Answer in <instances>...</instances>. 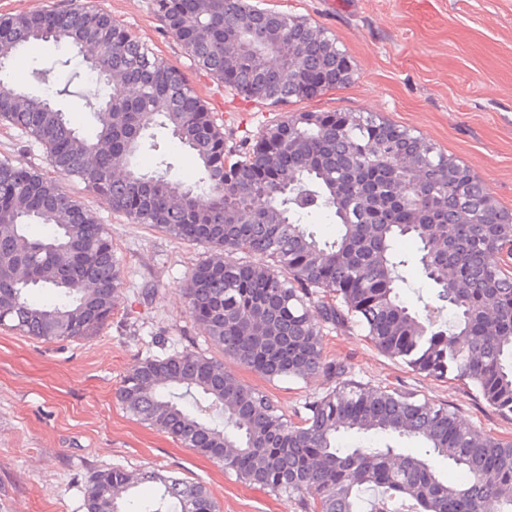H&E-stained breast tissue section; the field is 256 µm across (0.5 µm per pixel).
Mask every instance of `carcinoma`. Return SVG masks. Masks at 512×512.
<instances>
[{
  "mask_svg": "<svg viewBox=\"0 0 512 512\" xmlns=\"http://www.w3.org/2000/svg\"><path fill=\"white\" fill-rule=\"evenodd\" d=\"M163 27L195 67L246 100L283 106L351 83L354 65L326 28L248 0H154ZM76 48L98 97L95 130L79 133L48 96L7 76L33 42ZM0 124L38 143L48 168L0 159V327L45 342L97 335L125 279L112 239L62 181L76 178L134 224H149L209 256L183 285L202 334L269 380L336 381L287 419L224 360L191 351L149 356L118 398L138 420L273 495L307 494L304 512H512V440L490 436L444 407L396 389L343 379L323 327L356 326L387 356L436 380L463 383L512 415V210L451 154L409 128L349 110L291 112L242 153L184 74L91 6L0 17ZM167 129L199 162L187 184L172 165L142 173L131 158ZM330 213L336 237L304 219ZM41 225L42 236L30 234ZM417 244L437 306L400 295ZM257 256L262 263L234 255ZM34 289L52 300L30 298ZM407 437L422 453L342 445ZM446 461L464 474L450 482ZM153 483L140 501L134 489ZM86 512H217L206 486L156 471L94 472Z\"/></svg>",
  "mask_w": 512,
  "mask_h": 512,
  "instance_id": "cac0c4a2",
  "label": "carcinoma"
}]
</instances>
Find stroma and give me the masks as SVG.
Listing matches in <instances>:
<instances>
[{
    "instance_id": "1",
    "label": "stroma",
    "mask_w": 512,
    "mask_h": 512,
    "mask_svg": "<svg viewBox=\"0 0 512 512\" xmlns=\"http://www.w3.org/2000/svg\"><path fill=\"white\" fill-rule=\"evenodd\" d=\"M262 8L305 17L327 28L352 57L354 81L295 103V110L371 112L413 129L456 156L498 202L512 209V0H253ZM112 15L136 39L180 69L222 125L230 146L250 145L286 107L243 100L195 69L167 33L152 0H86ZM16 81L53 95L73 127L97 123L80 95L87 68L76 50L36 42L22 50ZM56 65L58 84L29 81L33 65ZM43 168L39 146L0 126V158ZM67 189L105 225L125 269L122 299L98 336L43 342L0 328V512H84L89 477L120 466L158 469L205 485L222 512H301L297 496L247 486L206 457L136 421L117 399L125 375L144 357L173 350L215 354L194 327L182 285L208 254L205 246L129 223L72 180ZM407 261L401 296L412 307L434 302L413 242L398 245ZM155 290L142 295L144 286ZM326 357L348 377L390 386L447 406L457 418L512 440V420L500 416L458 381H437L383 355L356 329L325 328ZM245 383L267 392L285 416L322 396L329 384L266 380L232 365Z\"/></svg>"
}]
</instances>
